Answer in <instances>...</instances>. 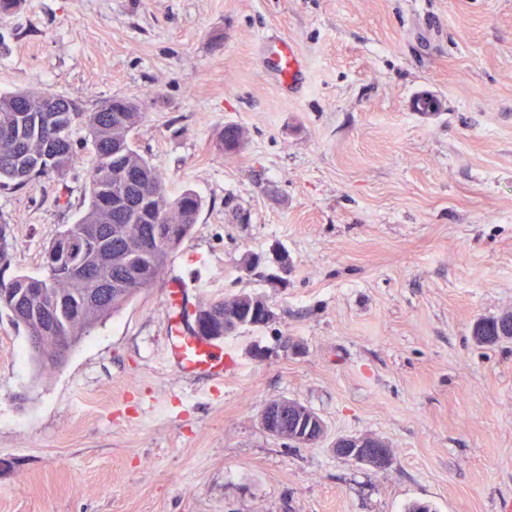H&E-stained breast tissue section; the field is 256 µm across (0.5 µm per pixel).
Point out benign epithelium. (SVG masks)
I'll return each mask as SVG.
<instances>
[{
	"label": "benign epithelium",
	"instance_id": "1",
	"mask_svg": "<svg viewBox=\"0 0 512 512\" xmlns=\"http://www.w3.org/2000/svg\"><path fill=\"white\" fill-rule=\"evenodd\" d=\"M273 318L274 314L268 306L256 299L251 313L245 317L226 313L221 324L196 319L194 329L198 334L205 333L215 340L242 329L264 327ZM260 422L267 433L297 447L316 445L325 434L323 419L296 400L284 399L267 404L261 410ZM332 450L340 458L378 470L390 468L394 460L392 450L378 447V439L371 436L341 435L333 442Z\"/></svg>",
	"mask_w": 512,
	"mask_h": 512
}]
</instances>
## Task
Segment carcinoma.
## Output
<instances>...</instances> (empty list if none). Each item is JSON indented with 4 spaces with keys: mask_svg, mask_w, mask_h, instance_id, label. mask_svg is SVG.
Listing matches in <instances>:
<instances>
[{
    "mask_svg": "<svg viewBox=\"0 0 512 512\" xmlns=\"http://www.w3.org/2000/svg\"><path fill=\"white\" fill-rule=\"evenodd\" d=\"M141 105L111 98L88 110L80 101L50 90L17 89L0 94V189L18 188L82 160L77 131L92 144L89 206L86 213L45 252V275L0 278V311L23 322L34 361L55 366L59 343L72 347L107 317L121 311L139 292L161 279L167 257L190 236L202 200L187 189L172 198L163 174L135 148L132 133L142 122ZM245 133L224 127L222 149L233 155ZM13 237L0 224V264H8ZM81 262L101 264L111 288L95 296L96 284L80 278ZM246 295L219 299L198 309L211 318L243 312ZM496 318L478 321L473 337L480 345L500 341Z\"/></svg>",
    "mask_w": 512,
    "mask_h": 512,
    "instance_id": "carcinoma-1",
    "label": "carcinoma"
}]
</instances>
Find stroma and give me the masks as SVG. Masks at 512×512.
<instances>
[{
    "instance_id": "35a3bbf8",
    "label": "stroma",
    "mask_w": 512,
    "mask_h": 512,
    "mask_svg": "<svg viewBox=\"0 0 512 512\" xmlns=\"http://www.w3.org/2000/svg\"><path fill=\"white\" fill-rule=\"evenodd\" d=\"M281 40L302 90L267 59ZM19 88L140 102L136 149L203 207L164 279L59 366L0 312V512H512V340L472 337L512 311V0H23L0 21V93ZM88 181L0 190L1 275L43 276ZM241 293L273 321L213 341L221 372L182 371L175 304ZM283 399L326 442L269 435ZM339 435L392 466L337 457ZM260 422L267 433L297 447L316 445L325 434L323 419L296 400L267 404L261 410ZM378 442L371 436L341 435L331 447L340 458L385 470L391 467L394 457L391 448H378Z\"/></svg>"
}]
</instances>
